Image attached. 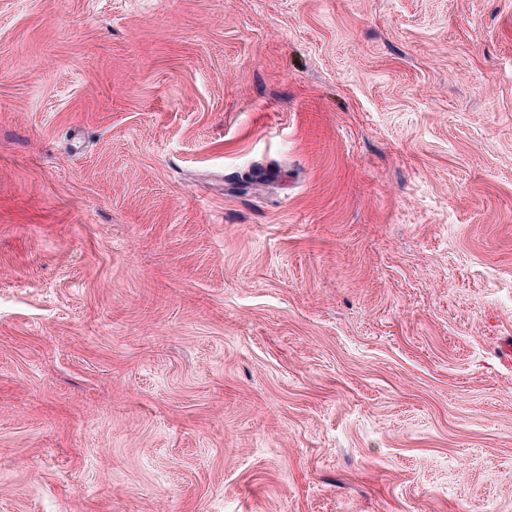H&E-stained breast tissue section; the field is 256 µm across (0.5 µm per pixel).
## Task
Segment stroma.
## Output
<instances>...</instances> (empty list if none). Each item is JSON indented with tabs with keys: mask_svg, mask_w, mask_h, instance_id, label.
<instances>
[{
	"mask_svg": "<svg viewBox=\"0 0 512 512\" xmlns=\"http://www.w3.org/2000/svg\"><path fill=\"white\" fill-rule=\"evenodd\" d=\"M512 0H0V512H512Z\"/></svg>",
	"mask_w": 512,
	"mask_h": 512,
	"instance_id": "1",
	"label": "stroma"
}]
</instances>
